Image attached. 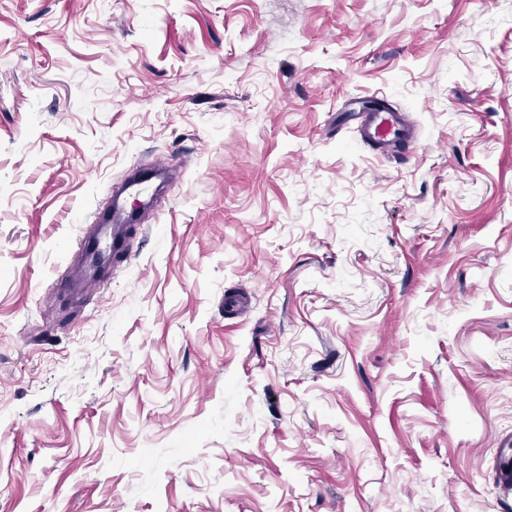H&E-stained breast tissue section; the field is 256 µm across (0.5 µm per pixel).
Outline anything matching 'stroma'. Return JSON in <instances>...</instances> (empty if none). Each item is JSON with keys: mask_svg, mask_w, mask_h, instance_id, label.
<instances>
[{"mask_svg": "<svg viewBox=\"0 0 512 512\" xmlns=\"http://www.w3.org/2000/svg\"><path fill=\"white\" fill-rule=\"evenodd\" d=\"M504 456L512 0H0V512H512ZM355 115L360 140L380 155L395 154L401 146L406 155L413 154L418 135L405 112L381 104ZM170 171L166 161L159 160L154 167L155 175H164ZM154 176L131 178L119 194H113L105 209L94 213V224H112V233L103 228L97 235V243L90 246L93 252L106 254L112 249V260L122 258L125 250L130 224L135 222L133 206L128 207V197L140 203L142 209H153L158 201V192L167 190V183L155 187Z\"/></svg>", "mask_w": 512, "mask_h": 512, "instance_id": "35a3bbf8", "label": "stroma"}]
</instances>
